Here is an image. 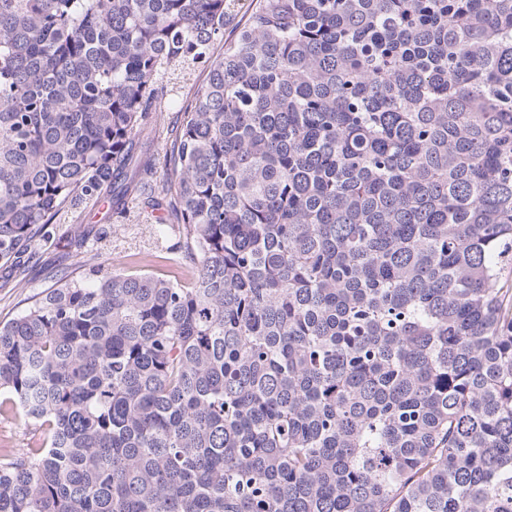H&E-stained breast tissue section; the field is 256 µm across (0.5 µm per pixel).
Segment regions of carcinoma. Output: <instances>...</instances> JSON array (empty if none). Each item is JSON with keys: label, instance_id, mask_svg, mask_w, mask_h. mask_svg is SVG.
<instances>
[{"label": "carcinoma", "instance_id": "1", "mask_svg": "<svg viewBox=\"0 0 512 512\" xmlns=\"http://www.w3.org/2000/svg\"><path fill=\"white\" fill-rule=\"evenodd\" d=\"M235 2L0 0V267L173 241L0 323V512H512V0ZM181 104H173L167 110L164 129H160L159 134L155 137L154 146L155 151L159 156H163L166 149L169 148L171 140L175 136L176 127L179 125ZM108 208L86 211L75 224H112V233L98 244L101 261L134 270L137 266L136 254L143 251H156L159 258H155L152 270L154 273H166L170 270L160 252L154 236L155 224H144L142 216L131 213L129 219L114 218L108 214ZM29 437L30 435H28L23 421L18 419L15 425L0 421V442H2V445L17 449L26 448L25 444Z\"/></svg>", "mask_w": 512, "mask_h": 512}]
</instances>
